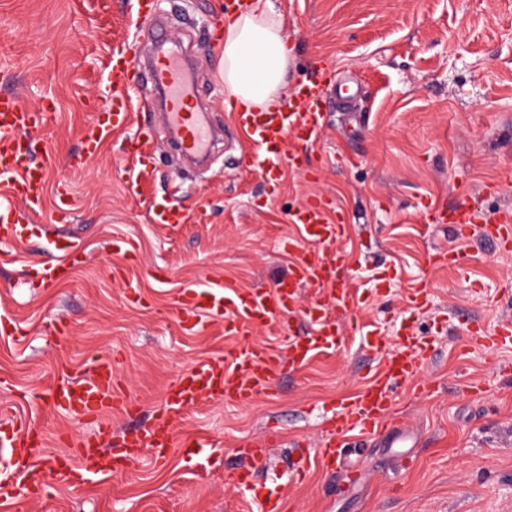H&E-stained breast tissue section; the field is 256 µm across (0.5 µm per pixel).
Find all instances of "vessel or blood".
<instances>
[{
  "mask_svg": "<svg viewBox=\"0 0 512 512\" xmlns=\"http://www.w3.org/2000/svg\"><path fill=\"white\" fill-rule=\"evenodd\" d=\"M107 69L112 109L98 114L86 129L79 159H94L107 144L116 143L125 190L134 198L141 195L151 178L154 147L150 132H139L130 139L124 136L138 111L133 99L140 69L135 47L114 50ZM149 71L154 85L164 93V112L176 147L192 157L206 156L212 145V131L196 110L194 84L177 40L164 41L151 59ZM336 82V74L325 72L295 85L276 110L234 113L246 143L237 159L239 168L250 172L261 162L265 175L275 179L280 175V160H287L295 170L308 167L307 149L319 139L327 124L324 90ZM55 112L53 102L30 107L15 92H0L1 245L22 241L25 225L32 223L43 207L54 161L47 154L35 157L34 138L54 121ZM431 212L441 223L453 226L461 238H469L477 230L500 249H512L510 218L476 225L475 213L464 202L451 208L435 204ZM202 218V212L170 201L153 204L150 210V219L156 224H190ZM290 221L298 228L300 237L289 244L294 261L288 275L272 285L245 291L211 281L183 289L179 294L176 313L186 333L198 332L207 320L231 323L241 344L232 351L230 359L211 358L183 372L167 391L161 409L150 420L124 431L107 448L102 439L111 431L108 413L117 411L130 416L140 413L141 408L116 390L111 356L96 358L84 378L58 384L53 389V402L59 411L96 423L93 433L72 449L68 459L58 461L54 469L44 467L45 443L32 427L12 421L0 423V502L11 501L20 493L36 500L53 485L76 488L97 477L121 474L147 452L157 460L166 458L172 448L180 445L176 442V419L200 401L250 403L272 392L285 366L300 367L315 355L336 351L343 334L338 314L350 305V264L341 248L346 226L335 219L328 199L323 197L301 204L291 213ZM58 250V256L44 262L39 270L44 283L66 281L71 275L73 258L80 252L78 244L71 240L59 245ZM305 286L317 288L321 294L320 299L306 307L299 303V290ZM292 314L313 323V330L287 336L281 351L254 343L257 330L282 331ZM469 331L488 351L512 346L511 322H502L491 336L485 335L475 322ZM368 348L380 355L381 367L358 393L340 401L324 419L323 434L314 450L299 452L293 464L297 479H304L314 466L335 469L343 461L346 442L351 437L367 439L386 426L392 433H403L402 425L391 422L398 386L412 381L417 390H428V383L420 379L424 347L417 336L406 332L395 345L377 340L369 343ZM279 440V430L271 426L261 439L239 447L237 453L260 463L268 448ZM180 446L187 451L192 448L188 441Z\"/></svg>",
  "mask_w": 512,
  "mask_h": 512,
  "instance_id": "b4317fda",
  "label": "vessel or blood"
}]
</instances>
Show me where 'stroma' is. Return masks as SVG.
Returning a JSON list of instances; mask_svg holds the SVG:
<instances>
[{"mask_svg":"<svg viewBox=\"0 0 512 512\" xmlns=\"http://www.w3.org/2000/svg\"><path fill=\"white\" fill-rule=\"evenodd\" d=\"M285 20L288 86L330 66L359 85L356 97L327 92L328 124L309 152L313 173L285 170L265 182L235 164L243 144L224 103L217 37L224 0H157L152 18L134 23L128 0H0V86L30 106L48 97L58 111L44 146L58 164L44 205L13 260L0 263V404L42 432L47 457L68 451L91 426L59 413L50 387L83 377L89 360L112 355L127 397L142 411L115 414L123 430L157 410L167 389L196 363L227 357L235 346L223 323L196 335L174 317L178 292L209 279L236 288L273 284L293 261V209L322 196L348 225L343 246L353 264V327L332 354L284 368L270 395L249 404L206 401L176 423L178 440L201 441L189 457L144 456L127 472L82 487L52 488L44 500L19 497L0 512H259L255 498L224 482L241 469L239 445L276 424L282 441L255 480L288 486L294 442L315 444L331 405L357 393L378 355L371 337L395 343L408 327L430 344L422 396L401 386L396 417L415 431L414 462L401 467L389 438H351L347 462L368 473L346 490L337 474L313 470L290 496L288 512H512V349L486 351L470 321L486 331L512 320V252L480 236L459 241L444 224L426 223L433 203L467 198L481 215H512V0H273ZM164 28L189 43L191 73L210 123L224 142L204 170L170 150L155 93L140 77L137 120L155 138V177L141 197L123 187L120 156L109 146L71 166L97 110L110 106L106 61L133 42L147 51L149 31ZM67 191V222L57 195ZM174 194L206 220L151 223L155 197ZM64 240L82 260L68 281L42 284L40 264ZM460 251L455 264L429 265L436 249ZM137 278L142 303L128 301L113 266ZM167 269L165 282L144 269ZM423 286L424 308L406 301Z\"/></svg>","mask_w":512,"mask_h":512,"instance_id":"35a3bbf8","label":"stroma"}]
</instances>
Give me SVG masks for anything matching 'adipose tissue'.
Wrapping results in <instances>:
<instances>
[{
    "label": "adipose tissue",
    "instance_id": "obj_1",
    "mask_svg": "<svg viewBox=\"0 0 512 512\" xmlns=\"http://www.w3.org/2000/svg\"><path fill=\"white\" fill-rule=\"evenodd\" d=\"M222 58L230 104L250 112L277 100L286 84L289 52L272 0H252L227 23Z\"/></svg>",
    "mask_w": 512,
    "mask_h": 512
}]
</instances>
